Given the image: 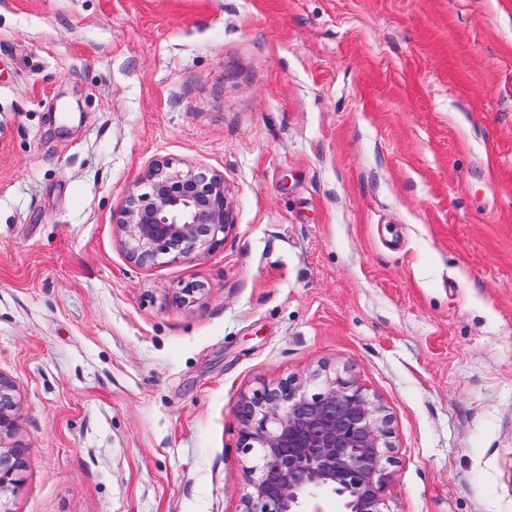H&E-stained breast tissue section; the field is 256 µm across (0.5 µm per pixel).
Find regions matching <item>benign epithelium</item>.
Masks as SVG:
<instances>
[{
	"mask_svg": "<svg viewBox=\"0 0 512 512\" xmlns=\"http://www.w3.org/2000/svg\"><path fill=\"white\" fill-rule=\"evenodd\" d=\"M140 185L120 222L130 259H196L224 245L232 206L222 179L157 164ZM14 391L0 372V512H12L26 469L4 442L16 423ZM239 418L243 448L257 460L242 512H321L311 504L324 495L344 512H391L387 420L355 381L336 374L314 392L288 381L244 401Z\"/></svg>",
	"mask_w": 512,
	"mask_h": 512,
	"instance_id": "1",
	"label": "benign epithelium"
}]
</instances>
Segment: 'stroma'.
<instances>
[{"instance_id":"1","label":"stroma","mask_w":512,"mask_h":512,"mask_svg":"<svg viewBox=\"0 0 512 512\" xmlns=\"http://www.w3.org/2000/svg\"><path fill=\"white\" fill-rule=\"evenodd\" d=\"M158 161L223 247L129 260ZM0 372L13 512H241L239 404L318 372L391 512H512V0H0ZM15 385L10 377L0 372V511L12 512L10 496L24 483L25 463L15 448L4 442L16 423L15 403L12 393Z\"/></svg>"}]
</instances>
